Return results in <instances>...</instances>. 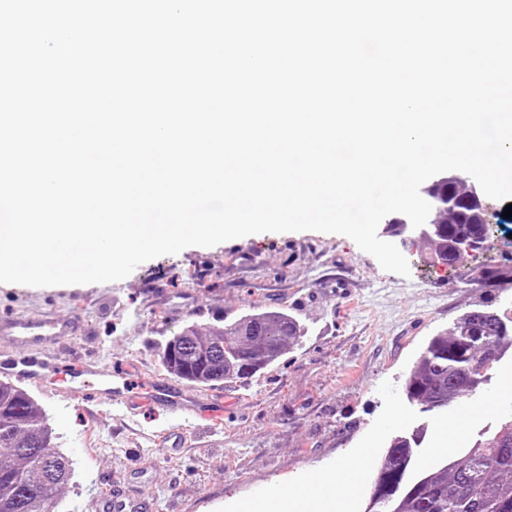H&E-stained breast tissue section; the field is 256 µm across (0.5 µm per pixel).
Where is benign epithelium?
Returning <instances> with one entry per match:
<instances>
[{"label":"benign epithelium","mask_w":512,"mask_h":512,"mask_svg":"<svg viewBox=\"0 0 512 512\" xmlns=\"http://www.w3.org/2000/svg\"><path fill=\"white\" fill-rule=\"evenodd\" d=\"M460 179H462V175L458 173H440L420 187V194L434 210L443 209L451 212L460 210L470 218L472 224L493 223V205L479 185L473 182L468 183L466 196L461 199L451 193L443 192V186L451 185ZM434 229L435 224L431 219L427 220L425 225L415 228L405 215L396 213L388 220V224L384 227V233L401 238V243L405 245L409 242L425 241L434 237ZM488 237V231H478L473 236L461 239V244L469 253L482 251L486 247Z\"/></svg>","instance_id":"benign-epithelium-1"}]
</instances>
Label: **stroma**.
Segmentation results:
<instances>
[{"label":"stroma","mask_w":512,"mask_h":512,"mask_svg":"<svg viewBox=\"0 0 512 512\" xmlns=\"http://www.w3.org/2000/svg\"><path fill=\"white\" fill-rule=\"evenodd\" d=\"M403 277L383 270L347 236L263 232L213 247L191 246L140 264L107 283L32 287L0 283V319L79 317L55 356L128 358L163 374L160 348L184 326L219 327L255 310L296 316L309 332L261 374L221 385L224 426L198 432L165 455L158 435L174 426L151 410L121 419L110 399L86 409L82 389L66 399L36 393L74 462L58 512H86L97 496L142 503V512H244L276 486L300 497L311 476L353 465L346 512H364L376 469L392 440L417 438L414 474L454 460L512 416V351L478 392L452 402L459 433L439 431L434 413L409 402L403 384L432 336L465 311L489 304L512 316V217L494 225L489 246L456 266L431 259L424 243L402 247ZM409 423L386 429L399 410Z\"/></svg>","instance_id":"1"}]
</instances>
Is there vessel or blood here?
I'll return each instance as SVG.
<instances>
[{
    "mask_svg": "<svg viewBox=\"0 0 512 512\" xmlns=\"http://www.w3.org/2000/svg\"><path fill=\"white\" fill-rule=\"evenodd\" d=\"M76 326L75 320L51 315L38 320L1 319L0 336L10 340L11 348L0 354V377L41 390L50 377L60 373L65 384L58 387V394H66L67 384H79L84 389L85 405H98L102 397L108 396L130 419L146 409L165 411L181 421L160 441L167 451L183 447L188 432L213 431L223 426L222 396L195 393L184 384L144 372L134 361L125 360L109 369L94 358L59 363L49 350L71 336Z\"/></svg>",
    "mask_w": 512,
    "mask_h": 512,
    "instance_id": "b4317fda",
    "label": "vessel or blood"
}]
</instances>
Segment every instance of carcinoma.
Here are the masks:
<instances>
[{"label":"carcinoma","instance_id":"cac0c4a2","mask_svg":"<svg viewBox=\"0 0 512 512\" xmlns=\"http://www.w3.org/2000/svg\"><path fill=\"white\" fill-rule=\"evenodd\" d=\"M434 219L443 228L430 246L437 262L452 266L465 253L449 247L462 228L446 211ZM306 335V327L286 312L249 313L222 327L182 330L162 346L161 361L170 373L198 385L248 379ZM226 336L235 337L231 358L224 352ZM511 348L512 318L476 305L429 340L405 381V394L426 411L446 408L486 381V353L498 360ZM411 457L407 441L390 445L367 512H512V418L460 458L427 473L408 476ZM73 475V462L55 443L36 400L0 379V512H55Z\"/></svg>","mask_w":512,"mask_h":512}]
</instances>
